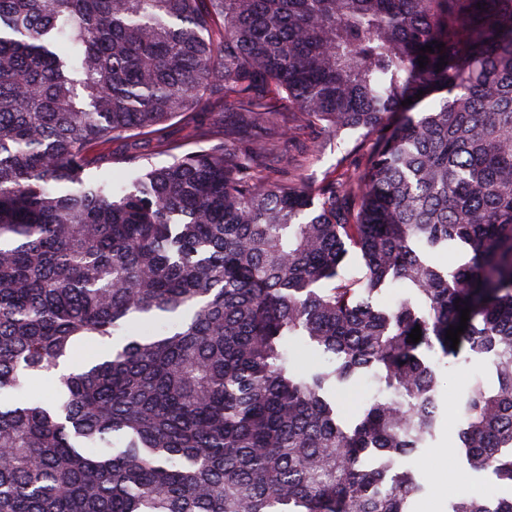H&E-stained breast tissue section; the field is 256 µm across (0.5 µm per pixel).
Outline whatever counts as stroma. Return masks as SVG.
Masks as SVG:
<instances>
[{
    "label": "stroma",
    "instance_id": "35a3bbf8",
    "mask_svg": "<svg viewBox=\"0 0 512 512\" xmlns=\"http://www.w3.org/2000/svg\"><path fill=\"white\" fill-rule=\"evenodd\" d=\"M422 358L439 375L438 425L427 446L403 458L402 464L413 470L424 484L423 493L409 504V512H442L448 505L449 491L479 493L489 478L488 472L475 470L469 462L459 458L461 418L458 403L471 379H481L492 388L496 385V375L487 357L472 355L458 361L443 360L437 354L426 352ZM377 391L376 380L363 378L343 388L330 389L328 395L336 402L340 422L351 427L362 418Z\"/></svg>",
    "mask_w": 512,
    "mask_h": 512
}]
</instances>
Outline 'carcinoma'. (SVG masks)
<instances>
[{
  "label": "carcinoma",
  "instance_id": "carcinoma-1",
  "mask_svg": "<svg viewBox=\"0 0 512 512\" xmlns=\"http://www.w3.org/2000/svg\"><path fill=\"white\" fill-rule=\"evenodd\" d=\"M347 130L361 163L309 181ZM421 346L492 356L461 441L512 488V0H0V512H407ZM368 374L348 429L323 393ZM359 131H349L342 135L344 143L336 147V137L321 136L317 140L316 160L308 171L309 177L321 178V175L336 165V160L341 156L344 148H353L360 139Z\"/></svg>",
  "mask_w": 512,
  "mask_h": 512
}]
</instances>
